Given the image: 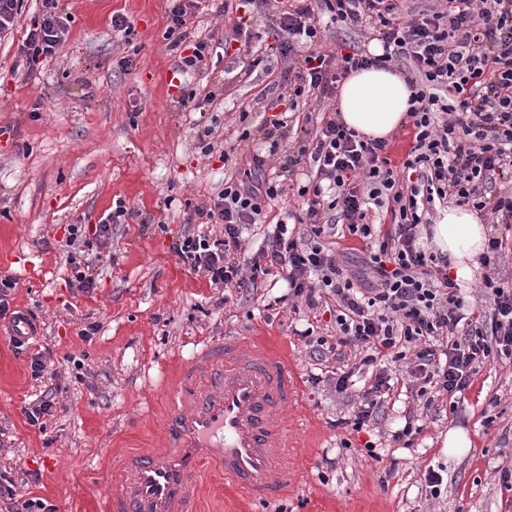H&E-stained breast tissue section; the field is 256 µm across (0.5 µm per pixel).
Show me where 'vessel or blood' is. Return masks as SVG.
<instances>
[{"label":"vessel or blood","instance_id":"1","mask_svg":"<svg viewBox=\"0 0 512 512\" xmlns=\"http://www.w3.org/2000/svg\"><path fill=\"white\" fill-rule=\"evenodd\" d=\"M298 398L282 355L244 337L203 344L168 393L161 448L121 461L109 512H197L207 465L253 500L279 499L296 475L286 414Z\"/></svg>","mask_w":512,"mask_h":512}]
</instances>
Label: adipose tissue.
I'll return each instance as SVG.
<instances>
[{"instance_id": "ef3b65f1", "label": "adipose tissue", "mask_w": 512, "mask_h": 512, "mask_svg": "<svg viewBox=\"0 0 512 512\" xmlns=\"http://www.w3.org/2000/svg\"><path fill=\"white\" fill-rule=\"evenodd\" d=\"M411 90L404 77L383 66L351 72L336 99L344 124L369 139L389 137L406 118ZM437 249L447 253L459 277L484 250L487 232L477 213L464 207L442 212L431 227Z\"/></svg>"}]
</instances>
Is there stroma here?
<instances>
[{
  "label": "stroma",
  "mask_w": 512,
  "mask_h": 512,
  "mask_svg": "<svg viewBox=\"0 0 512 512\" xmlns=\"http://www.w3.org/2000/svg\"><path fill=\"white\" fill-rule=\"evenodd\" d=\"M41 5L24 0L13 31L0 38V274L15 277L10 307L36 315V340L51 350L57 410L46 431L27 423L22 409L44 385L0 319V468L18 480L38 472L24 492L58 512H106L118 458L159 447L181 364L204 342L245 336L296 370L300 399L288 408V430L298 476L277 501L259 504L204 468L200 512H512L511 361H486L462 394L436 397L413 446L403 448L392 434L414 407L404 371L375 424L352 431L344 420L372 384L371 367L338 393V363L316 360L297 335L309 327L329 336L333 318L286 301L277 276L247 295L211 287L172 249L187 212L223 189L225 171L243 176L251 154L266 149L261 103L282 91L287 61L263 59L245 80L223 56L178 78L165 39L167 0H59L68 35L55 59L31 71L17 49ZM117 14L134 28L129 40L112 32ZM335 107L320 94L300 98L277 134L275 165L311 145L316 117ZM312 171L310 156L301 157L269 217L300 213L298 189ZM119 200L135 216L94 244L93 292L69 288L67 226H95ZM91 323L98 330L87 341L81 331ZM457 428L473 448L452 458L444 441ZM369 441L376 456L364 448ZM430 468L443 477L436 499L424 484Z\"/></svg>",
  "instance_id": "1"
}]
</instances>
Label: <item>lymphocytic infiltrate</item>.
Returning <instances> with one entry per match:
<instances>
[{
	"label": "lymphocytic infiltrate",
	"instance_id": "1",
	"mask_svg": "<svg viewBox=\"0 0 512 512\" xmlns=\"http://www.w3.org/2000/svg\"><path fill=\"white\" fill-rule=\"evenodd\" d=\"M199 3L170 0L169 51L193 44L176 64L184 73L200 71L215 51L192 31ZM320 12L350 30L376 28L382 54L316 51ZM68 23L56 0H43L41 17L18 48L30 69L58 54ZM270 30L272 50L294 70L285 102L315 90L332 95L358 69L404 68L413 90L410 148L394 163L387 141L364 138L338 113H324L310 153L315 173L298 190L303 234L279 222L248 251V230L266 222L264 203L281 192L272 154L256 152L251 179L225 175L213 203L195 210L202 223L223 226L222 238L187 231L174 251L216 288L246 293L276 274L289 297L309 308L335 300L336 339L317 338L313 355L341 361L345 347L355 346L367 365L407 359L416 397L432 389L455 396L483 361L512 359V285L495 275L505 244L489 236L482 257L480 288L493 308L485 321L468 315L447 255L427 252L421 235L431 207L450 201L482 211L493 224L512 223V0H431L421 7L410 0H289ZM375 211L390 213L389 228L371 223ZM341 233L361 241L362 271L350 272L323 245L324 237Z\"/></svg>",
	"mask_w": 512,
	"mask_h": 512
}]
</instances>
